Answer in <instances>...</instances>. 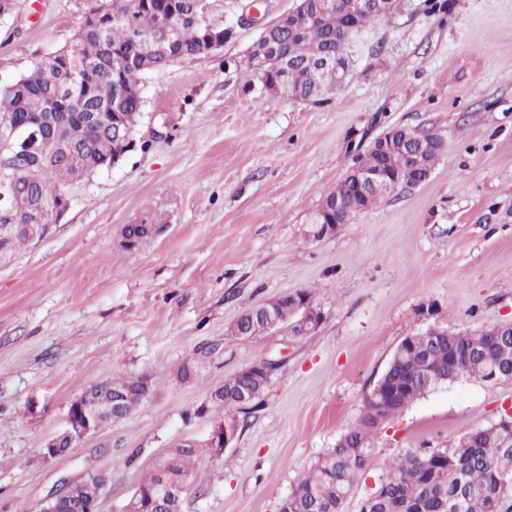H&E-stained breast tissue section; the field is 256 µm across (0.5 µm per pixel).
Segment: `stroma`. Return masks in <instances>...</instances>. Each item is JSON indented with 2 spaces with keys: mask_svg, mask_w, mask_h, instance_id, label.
I'll return each instance as SVG.
<instances>
[{
  "mask_svg": "<svg viewBox=\"0 0 512 512\" xmlns=\"http://www.w3.org/2000/svg\"><path fill=\"white\" fill-rule=\"evenodd\" d=\"M233 31L219 50L144 74L145 147L68 186V211L0 267V512H35L61 479L107 474L99 512H117L143 475L185 440L208 454L181 512H278L297 478L355 425L404 337L433 324L472 332L512 321V0H400L355 34L350 76L319 104L270 96L243 61L263 24L295 0H206ZM0 19V87L69 44L84 0H17ZM258 21H251V14ZM445 137L430 179L355 214L331 237L308 220L354 158L371 121ZM154 216L126 247L122 229ZM315 293L312 332L255 338L228 329L250 307ZM435 316H426L427 308ZM222 342L195 379L177 374ZM282 358L251 410L197 415L212 387ZM150 376L124 419L61 456L40 450L72 402L104 378ZM512 405V381L441 385L382 425L344 512L385 478V459L445 448Z\"/></svg>",
  "mask_w": 512,
  "mask_h": 512,
  "instance_id": "obj_1",
  "label": "stroma"
}]
</instances>
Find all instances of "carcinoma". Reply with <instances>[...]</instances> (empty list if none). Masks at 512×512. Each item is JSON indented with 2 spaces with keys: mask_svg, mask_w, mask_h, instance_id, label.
Listing matches in <instances>:
<instances>
[{
  "mask_svg": "<svg viewBox=\"0 0 512 512\" xmlns=\"http://www.w3.org/2000/svg\"><path fill=\"white\" fill-rule=\"evenodd\" d=\"M87 10L105 18L98 34L87 30L54 54L41 60L14 83L0 87V114L15 120L36 121L53 133L66 122L65 147L49 139L44 150L46 162L36 174L16 179L17 194L27 201L29 213L21 223L54 224L56 203L63 187L102 169L124 153L125 145L112 125L89 121L93 112H115L123 125H138L142 107L137 98L123 95L120 86L147 72L159 71L171 63L206 53L201 43L202 7L197 0H87ZM178 10L177 42L160 47L154 33ZM345 19L336 10L315 0L314 7L297 10L289 24L266 35V43L284 46V60L270 68L279 78L288 73L300 99L314 103L336 90V67L317 69L312 59L325 50L336 53V35ZM364 167H384L408 183L413 182L409 159L402 153L390 157L369 152L356 160ZM13 219L0 218V238H8L9 254L0 261L9 263L16 251L29 243L26 231L16 229ZM278 325L286 326L296 316L295 304L286 297L273 300ZM245 329L252 337L263 336L269 327L256 310H249ZM505 337L485 336L481 331L461 336L412 339L392 358L373 386L380 401L395 393L396 401L387 409L399 414L411 403L437 386L459 377L486 380L496 369L499 381H512V352L505 354ZM253 393L258 404L267 385L246 375H234L210 394L220 398L209 406L233 410L240 391ZM150 390L147 377L106 378L89 386L85 398L96 401L117 396L122 416L132 413ZM381 426L378 406L367 400L358 423L345 431L336 447L319 457L296 482L280 506L281 512H342L346 493L368 466L372 435ZM202 451L179 450L154 468L137 486L139 497L159 493L161 475L169 479H189ZM385 479L360 506V512H512V446L502 444L501 428L465 432L446 448L414 454L405 451L384 463ZM107 482L104 473L68 485L64 499L79 504L97 498Z\"/></svg>",
  "mask_w": 512,
  "mask_h": 512,
  "instance_id": "carcinoma-1",
  "label": "carcinoma"
}]
</instances>
